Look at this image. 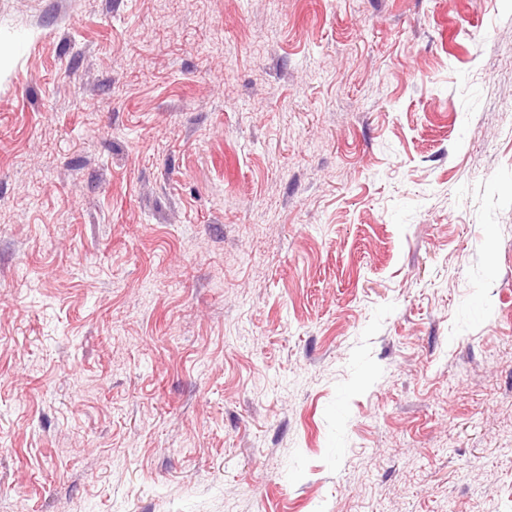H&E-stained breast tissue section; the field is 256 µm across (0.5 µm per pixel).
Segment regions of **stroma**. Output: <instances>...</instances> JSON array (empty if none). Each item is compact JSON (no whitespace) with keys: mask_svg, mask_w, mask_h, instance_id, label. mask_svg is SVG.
<instances>
[{"mask_svg":"<svg viewBox=\"0 0 512 512\" xmlns=\"http://www.w3.org/2000/svg\"><path fill=\"white\" fill-rule=\"evenodd\" d=\"M0 512H512V0H0Z\"/></svg>","mask_w":512,"mask_h":512,"instance_id":"35a3bbf8","label":"stroma"}]
</instances>
